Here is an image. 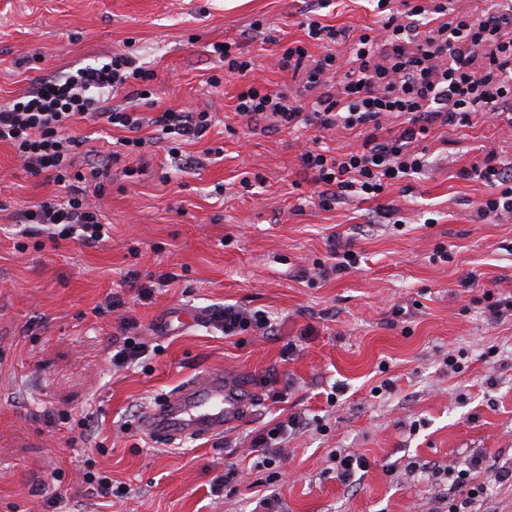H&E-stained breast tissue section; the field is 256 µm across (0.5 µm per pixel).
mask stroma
<instances>
[{
  "label": "stroma",
  "mask_w": 512,
  "mask_h": 512,
  "mask_svg": "<svg viewBox=\"0 0 512 512\" xmlns=\"http://www.w3.org/2000/svg\"><path fill=\"white\" fill-rule=\"evenodd\" d=\"M309 17L346 38L312 40ZM379 17L377 0H0V105L132 55L155 73L151 99L122 89L112 108L212 116L195 141L147 127L136 152L120 150L106 118L75 119L76 168L121 153L94 200L109 226L95 246L21 238L18 213L65 190L27 174L0 142V512H78L87 470L129 489L98 512H448L452 468L469 471L477 512H512V482L498 478L512 468V310L486 311L512 296V214L478 218L490 189L468 174L489 155L512 165V125L432 126L416 144L422 174L326 210L299 155L315 141L348 152L357 132L247 123L235 111L240 85L212 52L238 43L259 83L308 105L324 89L307 67L350 56ZM296 45L304 69H279ZM336 242L360 266L320 277ZM132 273L171 280L141 300ZM113 292L148 346L125 368L112 365L116 316L94 312ZM227 305L264 311L271 332L224 336L211 317ZM176 309L199 318L168 325ZM215 369L252 402L238 425L172 444L141 429L159 397ZM88 413L98 433L86 444L77 422ZM290 416L301 424L282 479L251 441ZM339 450L369 462L347 484L331 460ZM230 468L237 479L213 493Z\"/></svg>",
  "instance_id": "1"
}]
</instances>
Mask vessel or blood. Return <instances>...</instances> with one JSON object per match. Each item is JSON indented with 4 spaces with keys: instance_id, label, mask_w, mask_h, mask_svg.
<instances>
[{
    "instance_id": "b4317fda",
    "label": "vessel or blood",
    "mask_w": 512,
    "mask_h": 512,
    "mask_svg": "<svg viewBox=\"0 0 512 512\" xmlns=\"http://www.w3.org/2000/svg\"><path fill=\"white\" fill-rule=\"evenodd\" d=\"M245 407L238 384L223 371L212 370L168 395L147 412L141 426L167 441L210 437L236 425Z\"/></svg>"
}]
</instances>
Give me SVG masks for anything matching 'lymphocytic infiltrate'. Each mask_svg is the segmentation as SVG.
Masks as SVG:
<instances>
[{
  "label": "lymphocytic infiltrate",
  "instance_id": "obj_1",
  "mask_svg": "<svg viewBox=\"0 0 512 512\" xmlns=\"http://www.w3.org/2000/svg\"><path fill=\"white\" fill-rule=\"evenodd\" d=\"M389 4L390 0H378L386 14L379 27L366 28L358 36L342 80H331L337 67L332 53L309 70L308 83L327 86L328 91L308 111L287 94L259 86L250 77L252 61L233 57L231 44L213 46L229 72L244 82L236 112L247 121L269 119L290 129L363 130L361 145L350 152L329 155L311 146L302 152L301 167L311 174L324 208L348 191L378 197L396 181L420 173L426 159L415 144L429 126H464L481 113L498 119L505 106H512L511 8L491 6L472 17L449 13L445 0H401L396 11ZM474 48L483 49L481 61L471 56ZM153 78V71L119 55L101 66L46 81L0 105V141L12 146L27 173L46 176L68 191L66 200L48 199L20 213L27 234L86 245L103 240V216L90 201L91 194L104 191L101 173L75 169L71 153L77 141L69 136L68 127L75 117L103 110L110 124L127 130L124 146L141 147L142 117L107 111L105 95L133 81L136 96L147 98L142 84ZM389 114L406 116L408 125L398 134L384 136L382 120ZM153 122L165 133L197 139L211 126L205 112H162ZM470 173L491 190L479 204V217L512 213L511 166L488 159L474 164Z\"/></svg>",
  "mask_w": 512,
  "mask_h": 512
}]
</instances>
